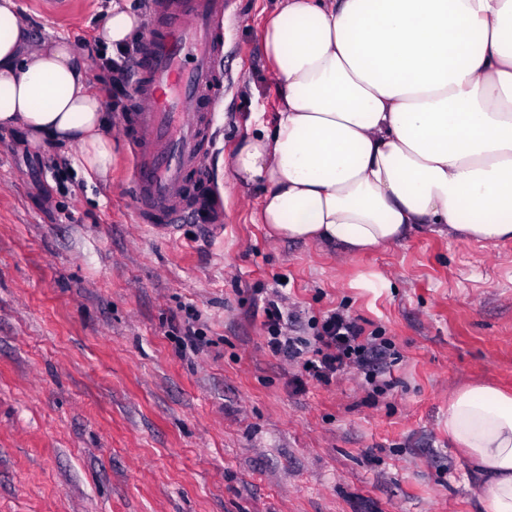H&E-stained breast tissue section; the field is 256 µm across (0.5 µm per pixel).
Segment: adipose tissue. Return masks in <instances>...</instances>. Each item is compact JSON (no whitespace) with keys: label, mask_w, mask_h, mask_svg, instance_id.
<instances>
[{"label":"adipose tissue","mask_w":512,"mask_h":512,"mask_svg":"<svg viewBox=\"0 0 512 512\" xmlns=\"http://www.w3.org/2000/svg\"><path fill=\"white\" fill-rule=\"evenodd\" d=\"M137 0L97 30L114 51L141 31ZM276 110L255 108L230 162L259 193L269 237L358 255L418 231L512 240V0H276L257 32ZM85 53L35 40L0 0V131L76 148L106 178L112 142ZM448 435L486 512H512V393L471 384Z\"/></svg>","instance_id":"obj_1"}]
</instances>
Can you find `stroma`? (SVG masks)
Instances as JSON below:
<instances>
[{
  "label": "stroma",
  "instance_id": "35a3bbf8",
  "mask_svg": "<svg viewBox=\"0 0 512 512\" xmlns=\"http://www.w3.org/2000/svg\"><path fill=\"white\" fill-rule=\"evenodd\" d=\"M274 0H228L224 129L210 178L224 228L176 237L134 222L130 147L109 113L107 182L72 148L0 132V512H485L448 438V399L512 392V241L418 233L362 255L268 237L229 161L276 91L257 29ZM36 37L89 49L112 0H17ZM310 317L345 307L397 352L372 399L357 371L307 381L264 345L254 301ZM209 341L180 354L172 318Z\"/></svg>",
  "mask_w": 512,
  "mask_h": 512
}]
</instances>
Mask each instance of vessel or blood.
I'll return each mask as SVG.
<instances>
[{
  "instance_id": "b4317fda",
  "label": "vessel or blood",
  "mask_w": 512,
  "mask_h": 512,
  "mask_svg": "<svg viewBox=\"0 0 512 512\" xmlns=\"http://www.w3.org/2000/svg\"><path fill=\"white\" fill-rule=\"evenodd\" d=\"M225 0H152L123 124L134 155V215L146 231L175 236L183 219L220 231V202L198 194L220 129Z\"/></svg>"
}]
</instances>
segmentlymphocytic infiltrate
<instances>
[{"label":"lymphocytic infiltrate","instance_id":"obj_1","mask_svg":"<svg viewBox=\"0 0 512 512\" xmlns=\"http://www.w3.org/2000/svg\"><path fill=\"white\" fill-rule=\"evenodd\" d=\"M139 51V44L134 43L120 49L116 58L103 61L99 81L104 92L132 82ZM262 316L266 348L279 361L297 365L301 376L327 385L338 374L353 368L361 374L371 395L381 396L390 390L386 374L392 356L391 342L380 330L367 329L345 308H336L317 320V332L310 338L296 335L297 319L285 313L281 294L264 299Z\"/></svg>","mask_w":512,"mask_h":512}]
</instances>
